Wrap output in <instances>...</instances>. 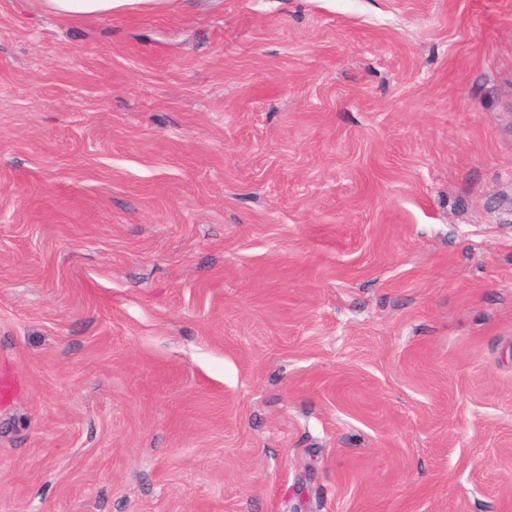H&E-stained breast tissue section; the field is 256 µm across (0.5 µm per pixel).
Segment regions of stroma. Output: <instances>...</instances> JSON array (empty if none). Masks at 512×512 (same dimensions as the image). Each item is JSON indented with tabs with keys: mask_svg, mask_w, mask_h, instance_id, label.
<instances>
[{
	"mask_svg": "<svg viewBox=\"0 0 512 512\" xmlns=\"http://www.w3.org/2000/svg\"><path fill=\"white\" fill-rule=\"evenodd\" d=\"M0 512H512V0H0ZM169 0H44L46 9L63 19L111 17L134 9H155Z\"/></svg>",
	"mask_w": 512,
	"mask_h": 512,
	"instance_id": "stroma-1",
	"label": "stroma"
}]
</instances>
